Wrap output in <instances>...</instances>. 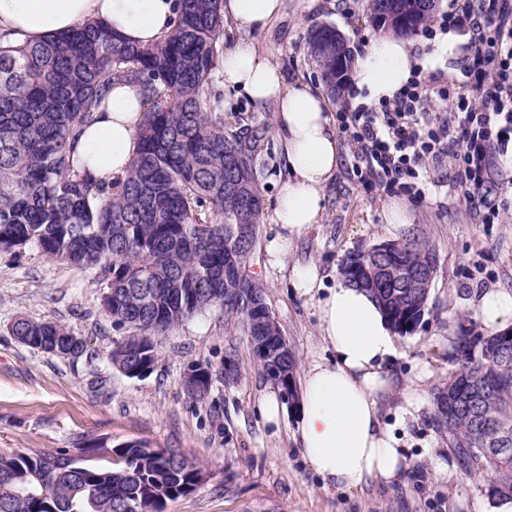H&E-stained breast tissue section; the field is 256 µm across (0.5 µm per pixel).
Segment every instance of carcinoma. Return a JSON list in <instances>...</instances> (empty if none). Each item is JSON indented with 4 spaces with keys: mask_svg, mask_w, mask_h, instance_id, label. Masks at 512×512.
<instances>
[{
    "mask_svg": "<svg viewBox=\"0 0 512 512\" xmlns=\"http://www.w3.org/2000/svg\"><path fill=\"white\" fill-rule=\"evenodd\" d=\"M172 31L158 43L123 42L97 21L33 44L0 46V249L35 246L47 257L99 268L102 302L128 335L113 347L126 377L156 363V339L212 307L267 340L252 349L266 376L296 377L297 358L279 327L245 306L265 292L248 271L263 199L257 159L264 128L224 126L219 59L222 0H181ZM308 35L309 55L331 99L340 96L336 52ZM140 85L147 112L126 176L111 184L76 173L71 149L112 82ZM245 224L250 237L239 235ZM395 333H412L427 309L436 251L421 237L348 256ZM10 331L34 350L39 336L71 339L57 323L19 317ZM460 371L434 393L433 422L458 450L463 468L487 476L491 498L512 497V336L484 335L477 324L454 336ZM459 410L445 398L471 390ZM97 450L114 458L96 467L65 453H0V512H165L195 491L200 468L164 448L128 442Z\"/></svg>",
    "mask_w": 512,
    "mask_h": 512,
    "instance_id": "1",
    "label": "carcinoma"
}]
</instances>
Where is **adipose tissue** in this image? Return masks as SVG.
I'll list each match as a JSON object with an SVG mask.
<instances>
[{
    "label": "adipose tissue",
    "mask_w": 512,
    "mask_h": 512,
    "mask_svg": "<svg viewBox=\"0 0 512 512\" xmlns=\"http://www.w3.org/2000/svg\"><path fill=\"white\" fill-rule=\"evenodd\" d=\"M179 9L180 0H0V43L36 42L95 20L128 44L148 46L172 30ZM222 9L236 35L219 62L224 88L276 106L274 133L286 155L288 178L271 209L277 233L269 256L282 267L289 245L324 218L325 189L341 162L336 122L321 93L288 81L249 40L281 16L285 0H223ZM419 63L406 43L382 37L358 60L355 83L370 100L390 98ZM146 109L140 87L114 82L80 127L71 153L74 170L105 183L123 177L138 150ZM292 285L315 301L321 336L332 352L302 377L297 425L302 457L327 490L352 492L400 480L404 457L379 412L391 387L387 364L396 355L386 318L361 289L342 281L324 288L317 270L294 271ZM477 316L491 333L511 325L512 292L487 289Z\"/></svg>",
    "instance_id": "ef3b65f1"
}]
</instances>
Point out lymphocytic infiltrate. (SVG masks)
Wrapping results in <instances>:
<instances>
[{"label":"lymphocytic infiltrate","instance_id":"1","mask_svg":"<svg viewBox=\"0 0 512 512\" xmlns=\"http://www.w3.org/2000/svg\"><path fill=\"white\" fill-rule=\"evenodd\" d=\"M462 27L469 33L460 48L462 83L448 85L442 72L417 69L393 98L375 106L351 84L337 121L355 147L352 171L359 181L419 200L423 172L449 160L453 186L463 190L482 223L496 224L495 158L512 149V0H452L439 28ZM437 95L453 100V107L430 109Z\"/></svg>","mask_w":512,"mask_h":512}]
</instances>
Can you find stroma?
<instances>
[{"mask_svg":"<svg viewBox=\"0 0 512 512\" xmlns=\"http://www.w3.org/2000/svg\"><path fill=\"white\" fill-rule=\"evenodd\" d=\"M287 2L285 14L250 39L288 81L322 87L308 53L312 28L335 27L355 56L381 35L369 20V0H323L305 14L295 11L296 0ZM222 96L226 127L248 115L266 129L259 183L264 202H272L287 176L273 132L275 107L230 89ZM352 154V145L343 143L324 220L290 244L285 268L269 263L277 228L261 215L249 271L304 370L330 352L315 303L291 285L293 270L317 268L329 287L346 255L371 246L416 235L436 250L427 310L412 334L396 339L393 393L381 409L404 450V479L358 492L324 489L299 452L295 407L285 406L275 422L263 417L261 403L274 387L241 328L221 308L159 337L153 371L126 378L109 362L123 333L102 305L98 269L50 259L33 246L0 250V451L73 455L103 442L134 441L175 449L205 478L192 494L168 503L166 512H489L483 479L461 467L447 435L434 426L433 397L460 368L451 341L463 324L476 320L481 294L512 290V207L501 223H478L462 191L447 187L448 166H435L425 175V199L408 205L410 224L394 230L382 220L390 195L358 180ZM20 316L68 327L85 340V352L64 359L30 349L9 332ZM195 364L211 374L210 392L201 401L183 387Z\"/></svg>","mask_w":512,"mask_h":512,"instance_id":"35a3bbf8","label":"stroma"}]
</instances>
